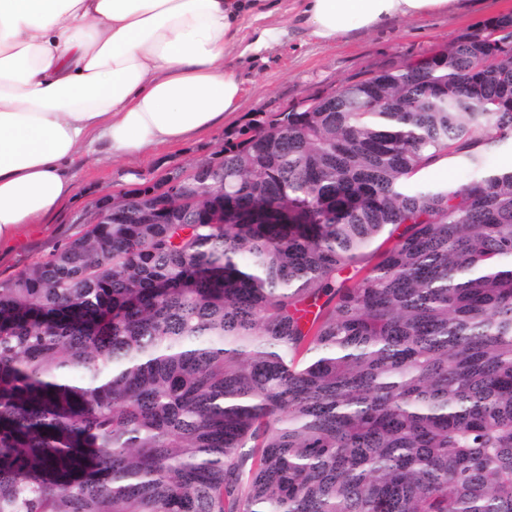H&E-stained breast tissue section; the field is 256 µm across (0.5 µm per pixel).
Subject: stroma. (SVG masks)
I'll use <instances>...</instances> for the list:
<instances>
[{"label":"stroma","instance_id":"stroma-1","mask_svg":"<svg viewBox=\"0 0 512 512\" xmlns=\"http://www.w3.org/2000/svg\"><path fill=\"white\" fill-rule=\"evenodd\" d=\"M505 14H512V0H461L448 13L398 20L330 44L292 23L290 13L272 16V23L287 26L288 35L243 66L246 93L238 112L209 132L149 150L141 157L112 162L84 156L73 169L72 196L44 223L25 228L11 250L0 252V281L46 259L85 230L100 198L134 191L173 169H190L196 160L220 153L225 142L250 122L440 51L460 34Z\"/></svg>","mask_w":512,"mask_h":512}]
</instances>
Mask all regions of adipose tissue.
<instances>
[{
    "label": "adipose tissue",
    "mask_w": 512,
    "mask_h": 512,
    "mask_svg": "<svg viewBox=\"0 0 512 512\" xmlns=\"http://www.w3.org/2000/svg\"><path fill=\"white\" fill-rule=\"evenodd\" d=\"M319 41L454 0H296ZM281 0H0V247L72 193L83 152L117 160L223 123L245 92L230 50L287 36L248 28Z\"/></svg>",
    "instance_id": "1"
}]
</instances>
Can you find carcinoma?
<instances>
[{"mask_svg":"<svg viewBox=\"0 0 512 512\" xmlns=\"http://www.w3.org/2000/svg\"><path fill=\"white\" fill-rule=\"evenodd\" d=\"M239 136L0 282V512H512V15ZM447 167L448 171H429L414 181L433 186H449L457 185L466 175V171L460 166V161L456 158H451L449 161L448 158H443L421 172Z\"/></svg>","mask_w":512,"mask_h":512,"instance_id":"obj_1","label":"carcinoma"}]
</instances>
